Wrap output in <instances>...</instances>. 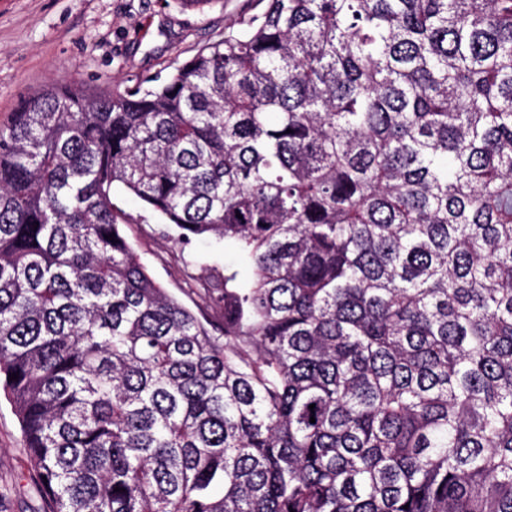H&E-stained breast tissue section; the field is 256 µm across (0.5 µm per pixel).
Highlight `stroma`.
<instances>
[{
	"instance_id": "35a3bbf8",
	"label": "stroma",
	"mask_w": 512,
	"mask_h": 512,
	"mask_svg": "<svg viewBox=\"0 0 512 512\" xmlns=\"http://www.w3.org/2000/svg\"><path fill=\"white\" fill-rule=\"evenodd\" d=\"M267 0H213L201 12L176 0H0V120L20 95L55 81L96 93L124 92L138 81L166 76L204 44L221 39L241 19L262 14ZM127 233L154 276L181 302L205 310L203 294L179 279L172 244ZM0 484L10 486L0 512H41L18 419L0 395Z\"/></svg>"
}]
</instances>
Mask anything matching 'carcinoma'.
Returning a JSON list of instances; mask_svg holds the SVG:
<instances>
[{
	"label": "carcinoma",
	"instance_id": "1",
	"mask_svg": "<svg viewBox=\"0 0 512 512\" xmlns=\"http://www.w3.org/2000/svg\"><path fill=\"white\" fill-rule=\"evenodd\" d=\"M240 25L0 122V392L44 512H512V0ZM155 216L209 312L125 233ZM203 237L248 278L197 274Z\"/></svg>",
	"mask_w": 512,
	"mask_h": 512
}]
</instances>
